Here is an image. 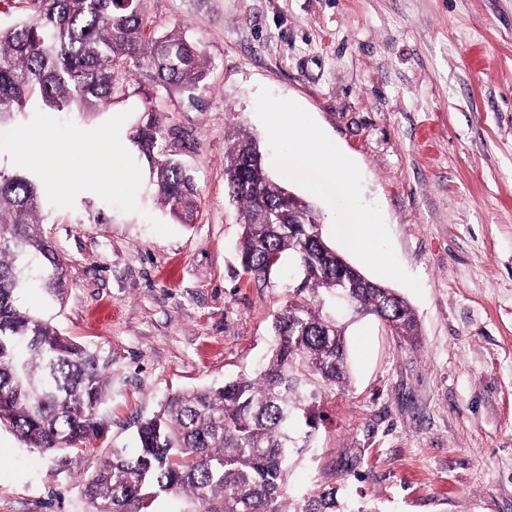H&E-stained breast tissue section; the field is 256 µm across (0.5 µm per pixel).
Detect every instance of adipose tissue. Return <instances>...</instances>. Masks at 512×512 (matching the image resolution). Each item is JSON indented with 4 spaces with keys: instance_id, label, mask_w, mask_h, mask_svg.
Masks as SVG:
<instances>
[{
    "instance_id": "adipose-tissue-1",
    "label": "adipose tissue",
    "mask_w": 512,
    "mask_h": 512,
    "mask_svg": "<svg viewBox=\"0 0 512 512\" xmlns=\"http://www.w3.org/2000/svg\"><path fill=\"white\" fill-rule=\"evenodd\" d=\"M93 142L98 161L91 171L94 187L100 191H111L122 187L124 178L121 172L112 168L113 159L125 151V143L119 132L100 133L87 131L74 136L63 147L50 139L48 125L17 126L8 133V142L17 159L37 167L44 180L46 191L55 192L59 187L57 175L70 167L74 157L81 154L85 142Z\"/></svg>"
}]
</instances>
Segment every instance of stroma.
Masks as SVG:
<instances>
[{"instance_id":"stroma-1","label":"stroma","mask_w":512,"mask_h":512,"mask_svg":"<svg viewBox=\"0 0 512 512\" xmlns=\"http://www.w3.org/2000/svg\"><path fill=\"white\" fill-rule=\"evenodd\" d=\"M147 34L183 30L208 60L188 102L133 69L88 119L55 115L65 142L120 118L131 136L154 107L193 177L182 224L137 146L132 178L74 196L65 171L42 230L65 261L62 301L30 288L23 308L97 348L111 380L101 438L44 454L0 425V512H91L78 478L134 450L140 418L180 391L257 370L288 301L283 274L254 281L237 256L239 211L224 183L237 132L268 148L260 89L303 107L360 169L402 267L422 343L373 318L350 326L349 387L326 396L289 494L342 486L381 512H512V0H146Z\"/></svg>"}]
</instances>
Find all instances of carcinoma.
Returning a JSON list of instances; mask_svg holds the SVG:
<instances>
[{
	"mask_svg": "<svg viewBox=\"0 0 512 512\" xmlns=\"http://www.w3.org/2000/svg\"><path fill=\"white\" fill-rule=\"evenodd\" d=\"M24 2L22 20L0 25V131L33 91L50 110L100 111L112 103L130 61L151 68L156 82L190 102L206 88L199 43L176 29L147 40L145 0ZM154 112L147 109L134 140L144 154L159 156L160 203L189 224L196 188L167 149ZM224 180L243 226V273L265 279L286 257L300 269V284L275 318L271 355L254 376L168 398L139 423L137 455L113 449L83 493L93 512H156L162 492L183 496L196 512H380L336 486L297 501L286 488L311 447L322 397L350 384V323L372 316L412 346L419 342L414 311L328 244L315 206L269 174L255 139H235ZM43 205L33 181L0 171V423L51 454L101 436L96 413L110 382L95 353L18 306L33 282L51 297L65 290V263L41 230Z\"/></svg>",
	"mask_w": 512,
	"mask_h": 512,
	"instance_id": "carcinoma-1",
	"label": "carcinoma"
}]
</instances>
